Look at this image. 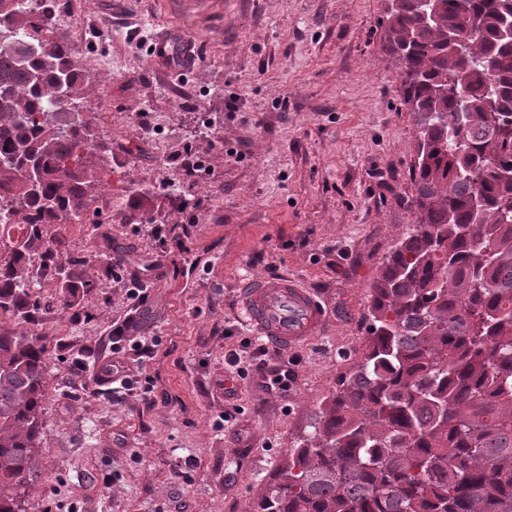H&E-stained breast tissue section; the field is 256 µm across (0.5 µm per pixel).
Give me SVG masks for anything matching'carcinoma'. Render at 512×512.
I'll use <instances>...</instances> for the list:
<instances>
[{"label":"carcinoma","instance_id":"1","mask_svg":"<svg viewBox=\"0 0 512 512\" xmlns=\"http://www.w3.org/2000/svg\"><path fill=\"white\" fill-rule=\"evenodd\" d=\"M53 2L0 0V512H24L44 445L37 278L53 270L62 313L99 287L57 258L102 144ZM387 23L415 224L370 288L354 369L254 512H512V0H391Z\"/></svg>","mask_w":512,"mask_h":512}]
</instances>
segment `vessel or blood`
I'll use <instances>...</instances> for the list:
<instances>
[{
  "label": "vessel or blood",
  "mask_w": 512,
  "mask_h": 512,
  "mask_svg": "<svg viewBox=\"0 0 512 512\" xmlns=\"http://www.w3.org/2000/svg\"><path fill=\"white\" fill-rule=\"evenodd\" d=\"M184 27H167L153 38L154 60L174 72L191 69L195 57ZM244 322L267 343L288 354L315 340L325 330L327 311L312 289L294 276L265 277L240 291Z\"/></svg>",
  "instance_id": "obj_1"
}]
</instances>
